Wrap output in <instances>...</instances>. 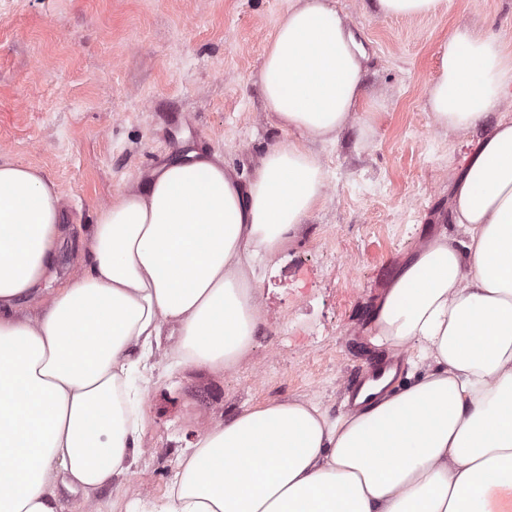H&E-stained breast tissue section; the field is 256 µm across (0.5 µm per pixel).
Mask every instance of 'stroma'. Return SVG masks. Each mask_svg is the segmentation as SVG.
I'll return each mask as SVG.
<instances>
[{"label": "stroma", "instance_id": "stroma-1", "mask_svg": "<svg viewBox=\"0 0 512 512\" xmlns=\"http://www.w3.org/2000/svg\"><path fill=\"white\" fill-rule=\"evenodd\" d=\"M289 4L0 0V154L38 166L62 194L66 233L47 290L85 270L97 211L145 169L199 148L246 179L285 140L258 72ZM338 5L370 53L365 94L342 131L310 144L324 188L301 231L252 265L254 342L222 372L156 354L132 495L102 489L100 512H151L196 433L245 408L305 399L344 412V382L375 358L364 336L375 301L426 235L459 232L449 184L486 129L438 127L426 86L456 26L490 29L512 53V0H443L414 19L383 17L373 0Z\"/></svg>", "mask_w": 512, "mask_h": 512}]
</instances>
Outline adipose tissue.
<instances>
[{
  "label": "adipose tissue",
  "instance_id": "ef3b65f1",
  "mask_svg": "<svg viewBox=\"0 0 512 512\" xmlns=\"http://www.w3.org/2000/svg\"><path fill=\"white\" fill-rule=\"evenodd\" d=\"M368 52L336 0H291L258 73L288 140L240 184L200 152L98 210L89 268L20 313L52 276L61 194L0 156V512H57L58 487L97 493L142 451L145 390L161 346L218 372L259 325L252 261L280 253L319 199L307 140L335 136L364 95ZM512 55L492 31L448 36L426 88L435 123L490 129L453 183L461 238L439 232L401 263L365 334L408 353L393 376L330 416L269 402L198 434L154 512H512Z\"/></svg>",
  "mask_w": 512,
  "mask_h": 512
}]
</instances>
